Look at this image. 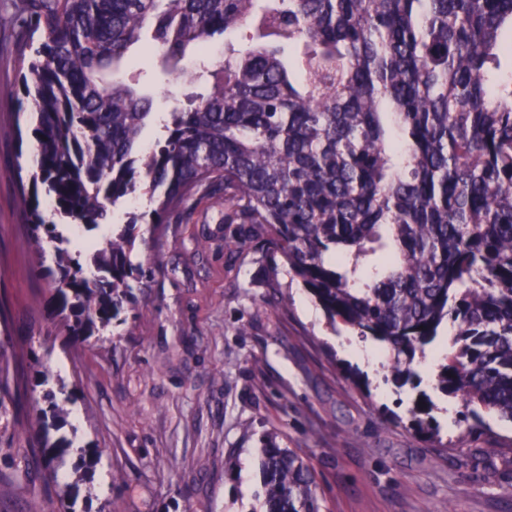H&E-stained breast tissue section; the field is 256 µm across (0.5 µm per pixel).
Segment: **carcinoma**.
I'll return each mask as SVG.
<instances>
[{"instance_id": "carcinoma-1", "label": "carcinoma", "mask_w": 512, "mask_h": 512, "mask_svg": "<svg viewBox=\"0 0 512 512\" xmlns=\"http://www.w3.org/2000/svg\"><path fill=\"white\" fill-rule=\"evenodd\" d=\"M30 2L44 40L0 98L35 105L38 172L19 205L37 253L53 244L47 306L72 344L136 303L140 226L214 198L395 378H419L451 324L437 388L478 421L512 420V0ZM137 44L191 87L152 144L154 98L124 63ZM140 192L149 214L128 208ZM112 208L125 221L81 262L57 222L92 228ZM428 410L411 429L430 430ZM32 453L56 477L53 449ZM260 467V512H323L310 464L273 435Z\"/></svg>"}]
</instances>
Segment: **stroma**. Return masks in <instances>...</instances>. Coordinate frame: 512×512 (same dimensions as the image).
Segmentation results:
<instances>
[{
    "label": "stroma",
    "mask_w": 512,
    "mask_h": 512,
    "mask_svg": "<svg viewBox=\"0 0 512 512\" xmlns=\"http://www.w3.org/2000/svg\"><path fill=\"white\" fill-rule=\"evenodd\" d=\"M30 100L0 102V353L17 356L29 411L59 406L46 438L58 476L17 475L32 454L10 401L0 402V512H255L264 438L313 468L327 512H512V421L471 428L420 358V387L368 373L335 343L315 300L259 242L228 250L224 208L173 214L135 308L72 356L43 306L52 254L33 250L18 209L36 154ZM439 430L409 428L420 394ZM452 419L443 416L444 407Z\"/></svg>",
    "instance_id": "stroma-1"
}]
</instances>
